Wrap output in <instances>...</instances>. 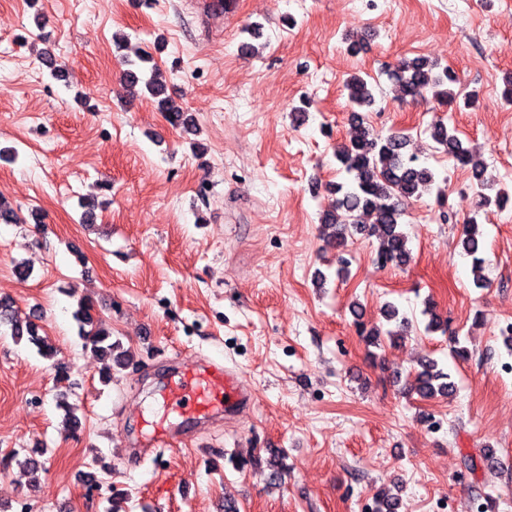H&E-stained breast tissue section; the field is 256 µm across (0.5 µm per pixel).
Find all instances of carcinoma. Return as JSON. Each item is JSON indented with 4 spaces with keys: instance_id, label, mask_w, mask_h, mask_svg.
Masks as SVG:
<instances>
[{
    "instance_id": "obj_1",
    "label": "carcinoma",
    "mask_w": 512,
    "mask_h": 512,
    "mask_svg": "<svg viewBox=\"0 0 512 512\" xmlns=\"http://www.w3.org/2000/svg\"><path fill=\"white\" fill-rule=\"evenodd\" d=\"M123 65L126 87L148 94L171 124L182 125L184 111L165 94V76L153 64L152 57L145 54L136 61L127 59ZM384 74L397 83L406 96L415 99L430 91L442 103L453 102V96L445 85L456 81V77L448 67L436 61L425 57L404 59L396 67L385 70ZM345 89L353 108L361 110L373 105V86L367 79L353 76L346 82ZM356 121L355 135L349 141L336 145V159L341 164L345 179L335 185L336 197L323 212L322 222L334 229L336 248L345 246L350 234H365L378 241V262L401 266L411 258L408 238L402 230V202L433 191L442 193L441 184L447 183V178L439 177L433 168L410 159L406 153L407 140L402 133L392 132L384 138H375L363 125L362 118L358 117ZM429 130L434 142L442 146L455 162L478 175L483 173L482 161L473 149L466 146L455 128L436 119L429 124ZM472 191L478 197L480 208L494 205L501 209L508 201L506 188L497 189L481 178L472 184ZM365 213L375 216V224L360 223L359 217ZM461 245L471 258L475 286L486 287L483 275L485 240L477 218L473 217L463 225ZM93 310V301L82 298L73 317L78 323L84 346L91 348L104 361L101 378L109 383L112 381V364L123 366L130 361V355L121 351L120 344L112 340V331L105 323L94 319ZM0 324L10 326L16 341H26L41 357L51 360L57 381L69 380L68 363L57 358V349L40 334V326L36 322L17 319L14 304L8 299L0 298ZM419 367L414 376V388L419 396L433 399L454 391L451 375L439 369L436 360L424 358L420 360Z\"/></svg>"
}]
</instances>
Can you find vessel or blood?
<instances>
[{"label":"vessel or blood","instance_id":"obj_1","mask_svg":"<svg viewBox=\"0 0 512 512\" xmlns=\"http://www.w3.org/2000/svg\"><path fill=\"white\" fill-rule=\"evenodd\" d=\"M164 405L176 409L183 424L209 415H231L249 404V394L239 373L217 362L185 366L162 393Z\"/></svg>","mask_w":512,"mask_h":512}]
</instances>
